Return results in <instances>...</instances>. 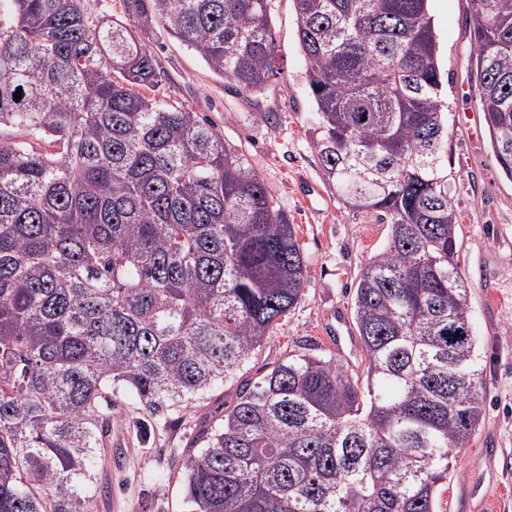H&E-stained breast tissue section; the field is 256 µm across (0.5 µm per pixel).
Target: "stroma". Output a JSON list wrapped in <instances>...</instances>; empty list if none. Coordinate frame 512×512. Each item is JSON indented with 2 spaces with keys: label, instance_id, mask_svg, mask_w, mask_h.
Listing matches in <instances>:
<instances>
[{
  "label": "stroma",
  "instance_id": "stroma-1",
  "mask_svg": "<svg viewBox=\"0 0 512 512\" xmlns=\"http://www.w3.org/2000/svg\"><path fill=\"white\" fill-rule=\"evenodd\" d=\"M469 0H429L448 81V143L441 154L450 173L449 199L459 216V262L483 379L484 416L459 452L439 512H512V180L496 163L475 92L466 80ZM281 74L266 91L245 94L215 75L163 27L145 35L161 74L139 92L199 113L225 141L258 167L269 196L297 228L308 265L303 299L240 372L247 379L304 348L333 352L359 374L358 334L339 329L337 313H350L354 287L367 260L386 245L389 224L349 208L328 181L312 143L315 105L297 38L293 0H271ZM276 115L266 122L265 113ZM322 195L304 205L299 179ZM233 387L211 393L170 422H146L141 406L119 405L111 422V490L98 512H183V488L173 476L178 456L198 424L230 399ZM146 422L138 431V422Z\"/></svg>",
  "mask_w": 512,
  "mask_h": 512
}]
</instances>
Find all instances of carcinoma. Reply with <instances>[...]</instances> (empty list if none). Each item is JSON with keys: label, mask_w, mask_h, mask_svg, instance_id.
I'll return each mask as SVG.
<instances>
[{"label": "carcinoma", "mask_w": 512, "mask_h": 512, "mask_svg": "<svg viewBox=\"0 0 512 512\" xmlns=\"http://www.w3.org/2000/svg\"><path fill=\"white\" fill-rule=\"evenodd\" d=\"M0 0V512H95L106 426L237 384L177 471L184 512H437L484 410L429 0H294L313 146L388 244L353 297L366 379L334 354L238 372L300 303L295 225L259 169L159 83L157 23L246 92L279 75L269 0ZM474 74L512 179V0H470ZM22 89L21 99L14 93ZM82 6L87 19L92 24L113 19L127 26L131 25L124 12L123 0H83Z\"/></svg>", "instance_id": "1"}]
</instances>
